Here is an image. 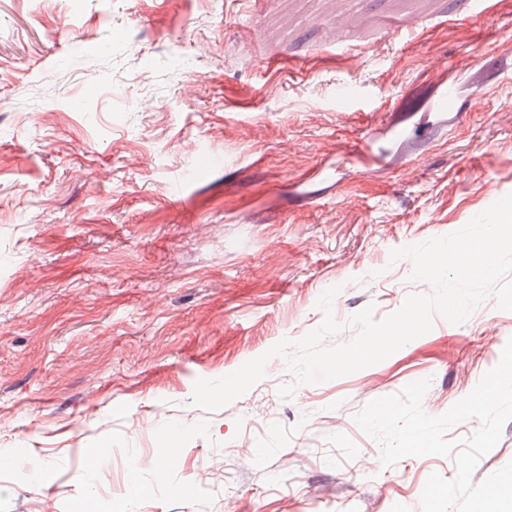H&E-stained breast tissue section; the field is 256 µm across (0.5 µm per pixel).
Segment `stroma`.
<instances>
[{
  "mask_svg": "<svg viewBox=\"0 0 512 512\" xmlns=\"http://www.w3.org/2000/svg\"><path fill=\"white\" fill-rule=\"evenodd\" d=\"M510 193L512 6L0 0V512H421L453 459L383 465L355 416L469 395L512 339L496 293L346 376L276 356L215 412L193 386L316 329L329 288L340 343L431 293L391 251ZM178 436L174 432H170L164 436L160 448L154 449L151 463L154 467H166L178 454Z\"/></svg>",
  "mask_w": 512,
  "mask_h": 512,
  "instance_id": "obj_1",
  "label": "stroma"
}]
</instances>
